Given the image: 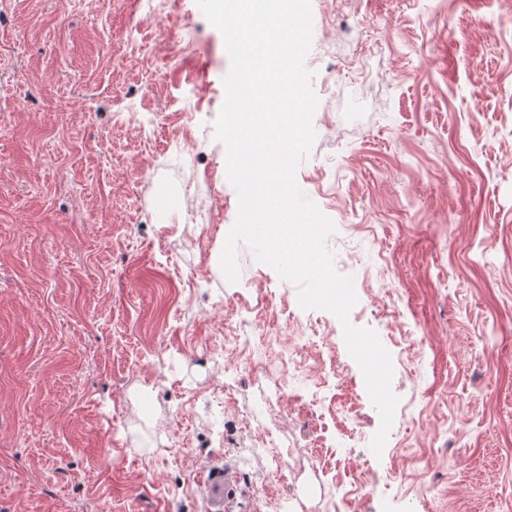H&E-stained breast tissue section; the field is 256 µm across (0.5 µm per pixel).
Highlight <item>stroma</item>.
Segmentation results:
<instances>
[{
    "mask_svg": "<svg viewBox=\"0 0 512 512\" xmlns=\"http://www.w3.org/2000/svg\"><path fill=\"white\" fill-rule=\"evenodd\" d=\"M310 4L296 180L391 355L381 453L344 324L247 245L222 273L231 60L196 0H0V512H206L217 462L237 512H512V0Z\"/></svg>",
    "mask_w": 512,
    "mask_h": 512,
    "instance_id": "stroma-1",
    "label": "stroma"
}]
</instances>
